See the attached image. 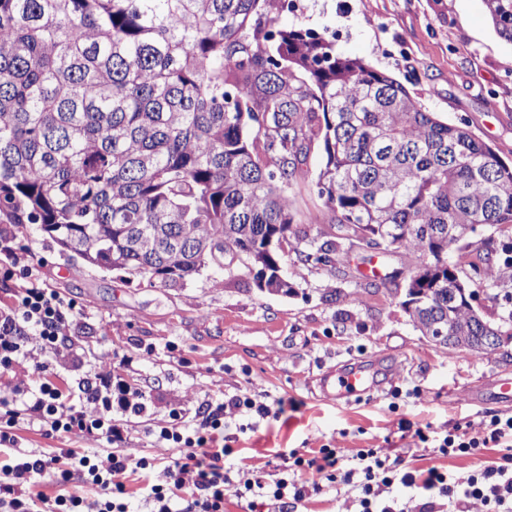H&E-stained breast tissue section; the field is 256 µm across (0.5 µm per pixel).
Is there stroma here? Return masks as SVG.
<instances>
[{
  "label": "stroma",
  "mask_w": 512,
  "mask_h": 512,
  "mask_svg": "<svg viewBox=\"0 0 512 512\" xmlns=\"http://www.w3.org/2000/svg\"><path fill=\"white\" fill-rule=\"evenodd\" d=\"M283 27L328 35L338 55L360 58L396 78L442 121L468 123L506 163H512V43L488 20L482 0H299L280 15ZM15 250L32 252L35 274L75 307L72 356L48 358L46 373L31 362L0 380L37 387L43 378L75 385L101 362L115 380L145 392L148 411L128 416L120 443L129 462L170 456L154 431L173 409L183 410L186 432L196 429L195 408L221 403L247 387L270 399H292L297 410L280 418L252 419L247 429L226 430L232 448L224 468L274 471L278 454L321 446L402 454L415 470L437 466L459 481L479 468L465 457L436 456L430 442L401 439L400 419L443 435L456 422L489 414L512 415V402L481 398L496 381L512 380V342L502 352L471 356L421 336L401 306L414 262L403 251H350L346 271L329 275L289 254L290 295L256 288L242 263L205 267L192 278L151 285L85 263L64 251L36 224H1ZM381 263L386 279L371 286L362 270ZM474 305L491 322L512 313V279L480 285ZM374 373L366 392L336 396L330 379L347 364ZM399 398H391L392 388ZM19 444L60 456L109 459L99 442L43 436L21 426Z\"/></svg>",
  "instance_id": "1"
}]
</instances>
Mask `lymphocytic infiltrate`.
Wrapping results in <instances>:
<instances>
[{
    "label": "lymphocytic infiltrate",
    "mask_w": 512,
    "mask_h": 512,
    "mask_svg": "<svg viewBox=\"0 0 512 512\" xmlns=\"http://www.w3.org/2000/svg\"><path fill=\"white\" fill-rule=\"evenodd\" d=\"M73 310L52 289L29 281L12 305L0 309V369H9L21 359L32 362L35 369H46L47 357L58 356L67 339ZM146 410V395L113 385L107 363L67 388L50 380L34 389L1 384L0 447L13 450L14 456L11 464L0 467V512H31L30 504L36 500L43 504V512H126L124 479L131 469L158 474L159 483L151 487L154 512H171V501L180 496L186 501L184 512H224V486L229 481L224 458L231 450L217 447L219 436L241 417L279 414L274 404L248 389L215 408L201 404L196 410L199 426L191 435L180 428V412L172 411L168 425L156 430L155 436L159 443L174 445L179 454L163 465L150 457L132 464L114 452L103 471L85 456L64 468L59 456L18 447L16 431L23 423L47 436L63 432L81 440L117 444L123 441L124 430L113 423V413L141 415ZM488 448L502 449L500 462L483 466L478 476L463 483L450 481L435 468L420 474L404 470L402 456L385 458L375 448L360 449L351 468L343 465L342 449L323 447L313 456L290 451L281 474L244 469L240 476L255 512H297L304 501L338 482L356 489L354 501L360 512H433L429 497L434 493L447 498L448 512H471L476 504L483 512H512V416L455 424L437 445L444 457L476 458ZM41 475L53 476L60 484L78 479L95 485L102 497L89 503L75 491L47 496L34 489V479ZM397 482L423 495V503L410 507L390 498Z\"/></svg>",
    "instance_id": "lymphocytic-infiltrate-1"
}]
</instances>
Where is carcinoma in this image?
Returning a JSON list of instances; mask_svg holds the SVG:
<instances>
[{"instance_id":"cac0c4a2","label":"carcinoma","mask_w":512,"mask_h":512,"mask_svg":"<svg viewBox=\"0 0 512 512\" xmlns=\"http://www.w3.org/2000/svg\"><path fill=\"white\" fill-rule=\"evenodd\" d=\"M512 43V0H482ZM282 0H0V223L39 224L65 250L150 284L246 261L268 290L299 249L289 192H314L348 240L412 253L401 302L481 355L451 253L512 225V165L395 78L278 24ZM484 260L512 244L483 242Z\"/></svg>"}]
</instances>
